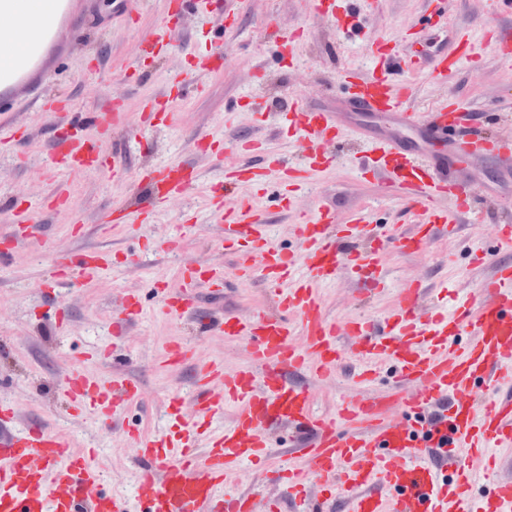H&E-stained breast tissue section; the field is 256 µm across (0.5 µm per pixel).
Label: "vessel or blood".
Masks as SVG:
<instances>
[{
    "mask_svg": "<svg viewBox=\"0 0 512 512\" xmlns=\"http://www.w3.org/2000/svg\"><path fill=\"white\" fill-rule=\"evenodd\" d=\"M375 46L378 74L347 68V96L335 111L302 99L291 106L289 122L304 138L305 166L267 152L260 140L240 141L233 146L237 163L208 185L209 206L223 225L219 247L232 256L234 277L261 280L276 293L278 309L257 311L247 321L230 314L221 319V333L244 342L251 363L233 372L217 363L200 368L193 397L196 420L185 439L133 436L139 460L135 500L145 512H259L254 493L236 489L234 482L244 463L271 458L281 430L290 434L287 453L293 464L270 473L292 512H311L307 488L312 483L339 485L345 512H473L467 488L474 476L461 471L466 458L481 460L496 476L482 512H512V391L507 388L512 382V264L496 265L479 302L457 300L448 312L425 319L419 314L424 291L414 284L400 288L396 309L380 322L331 321L318 295L344 267L379 284L375 271L389 244L405 252L435 235L456 234L458 218L470 212L475 195L449 174V158L512 162V141L463 130L465 116L453 103L424 112L402 109L408 96L405 71L426 69L441 76L463 61L465 44L453 42L429 57L413 47L386 50L380 40ZM36 103L55 123L75 131L54 145L58 170L80 174L105 168L106 156L85 134L97 117H82L70 101L47 95ZM174 104L169 97L150 99L139 115L140 130L167 122ZM355 112L394 119L404 132L416 133L417 141L408 146L402 135L366 136L350 119ZM341 138L364 147L372 172L407 171L404 200L417 222L411 233L392 240L365 213L340 224L330 208L322 207L295 223L302 251L290 255L271 241L253 198L267 189L270 177L284 187L299 185L330 168ZM199 181L184 163L145 170L137 192L113 206L112 221L154 218ZM109 262L94 248L76 256L57 251L46 277L55 285L91 280ZM180 277L179 291L164 300L170 313L194 310L199 289L224 284L223 270L206 263L181 268ZM141 313L139 296L125 295L112 322L114 336H125ZM347 362L354 384L364 389L381 365H392V392L345 400L334 414H316L300 376L327 378ZM62 386L73 407L92 410L108 424L141 397L137 385L117 375L99 379L70 370ZM228 403L237 407L233 420L220 430L207 428ZM442 403L447 406L442 420L425 423L430 409ZM15 418L14 405H0V512H133L135 500L103 490L104 476L91 451L73 450L45 427L14 431Z\"/></svg>",
    "mask_w": 512,
    "mask_h": 512,
    "instance_id": "1",
    "label": "vessel or blood"
}]
</instances>
